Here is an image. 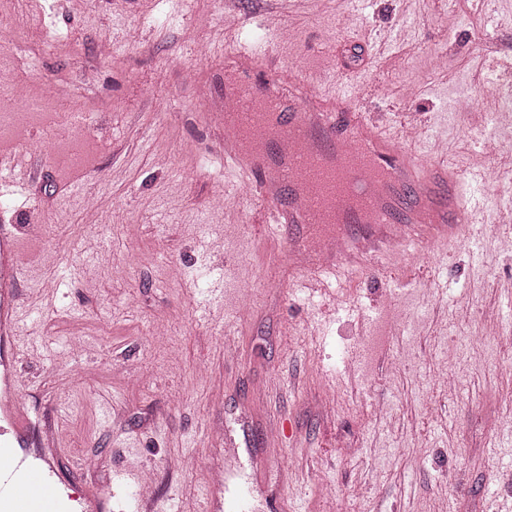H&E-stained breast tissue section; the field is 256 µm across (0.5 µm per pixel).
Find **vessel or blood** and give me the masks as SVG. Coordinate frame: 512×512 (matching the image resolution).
<instances>
[{
	"label": "vessel or blood",
	"instance_id": "vessel-or-blood-1",
	"mask_svg": "<svg viewBox=\"0 0 512 512\" xmlns=\"http://www.w3.org/2000/svg\"><path fill=\"white\" fill-rule=\"evenodd\" d=\"M233 71L224 80V103L242 110L255 100L276 98L277 124L293 135L291 141H268L264 147L241 150L233 134L224 136V162L243 174L253 197L260 203L268 230L301 229L294 250H307L308 259L290 266L293 286L315 293L327 279L344 283L352 274L375 266L391 248L419 251L433 242L458 237L474 216L468 207L453 164L438 160L414 161L410 151L416 140L406 125L386 129L356 105L361 90L344 85L335 93L320 89L315 73L283 69L269 47L233 51ZM366 149L374 167L390 174L393 183L374 187L383 205L375 221L358 213L344 224H315L318 193L336 190L340 169L315 170L318 156ZM13 225H0V392L7 396L0 410V512H69L81 498L84 512H153L137 489L123 484L111 487L107 497L85 488L74 495L72 484L56 458L34 447V426L13 398L18 380L11 366L18 354L11 344L18 315L24 307L20 282L24 266L16 262ZM247 478L224 476L226 512H256L253 499V465Z\"/></svg>",
	"mask_w": 512,
	"mask_h": 512
}]
</instances>
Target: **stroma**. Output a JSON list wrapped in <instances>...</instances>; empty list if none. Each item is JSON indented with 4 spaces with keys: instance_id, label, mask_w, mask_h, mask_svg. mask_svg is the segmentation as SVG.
Wrapping results in <instances>:
<instances>
[{
    "instance_id": "obj_1",
    "label": "stroma",
    "mask_w": 512,
    "mask_h": 512,
    "mask_svg": "<svg viewBox=\"0 0 512 512\" xmlns=\"http://www.w3.org/2000/svg\"><path fill=\"white\" fill-rule=\"evenodd\" d=\"M236 2L288 29L279 65L317 69L327 88L372 87L360 108L388 122L418 116L419 162L433 144L478 163L473 137L491 125L457 103L480 101L485 78L512 104V0ZM1 22L18 39L0 49V99L22 82L57 114L0 141L18 173L0 224L16 225L22 294L42 303L18 320L19 387L32 421L62 438L77 487L151 469L158 512H192L224 458L210 428L260 450L270 426L257 512L272 499L297 512H512L500 478L512 465V336L465 344L511 301L512 252L498 242L512 238V211L497 186L464 182L486 224L480 256L466 235L418 259L394 253L330 307L271 281L288 265L286 238L255 235L258 204L224 168V115L199 107L224 91L215 0H0ZM76 113L112 138L72 167L57 153ZM216 249L213 297L197 277ZM435 368L457 371V385L433 384ZM186 455L196 468L177 471ZM90 456L97 470L77 468Z\"/></svg>"
}]
</instances>
